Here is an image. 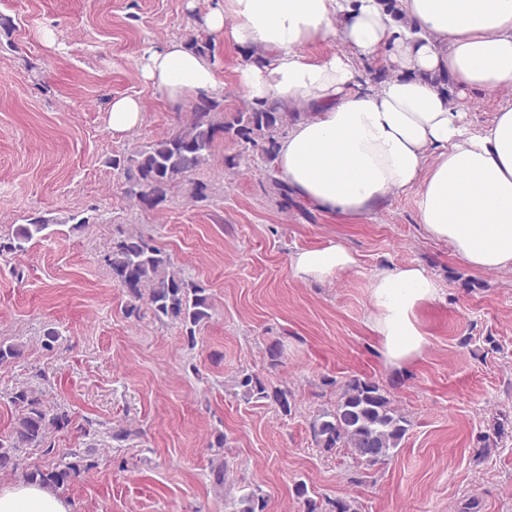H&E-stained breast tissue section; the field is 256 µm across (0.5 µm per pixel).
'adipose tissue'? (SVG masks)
<instances>
[{
  "label": "adipose tissue",
  "mask_w": 512,
  "mask_h": 512,
  "mask_svg": "<svg viewBox=\"0 0 512 512\" xmlns=\"http://www.w3.org/2000/svg\"><path fill=\"white\" fill-rule=\"evenodd\" d=\"M398 2L397 20L379 0H222L205 21L227 43L268 51L265 64L238 73L248 99L301 110L276 159L295 195L356 218L390 193L416 190L420 224L464 265L512 268V104L476 132L461 107L475 94L512 88V0ZM335 38L348 52L313 54ZM359 55L379 58L389 77L364 85ZM141 68L173 102L217 90L212 63L177 41L148 51ZM443 73L453 98L434 81ZM356 264L338 243L291 259L295 274L316 279ZM372 294L370 326L384 359L412 360L426 344L418 312L437 298L435 280L407 265L376 275ZM0 512L68 506L49 489L16 484L0 488Z\"/></svg>",
  "instance_id": "obj_1"
}]
</instances>
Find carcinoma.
<instances>
[{
  "mask_svg": "<svg viewBox=\"0 0 512 512\" xmlns=\"http://www.w3.org/2000/svg\"><path fill=\"white\" fill-rule=\"evenodd\" d=\"M186 109L190 117L179 122L174 132L112 159V168L124 179L125 197L142 208L156 207L185 180L189 181L192 200L206 199L207 184L191 176L208 164L220 133L273 163L279 139L300 116L276 103L250 100L240 109L226 112L223 102L212 95L196 97ZM46 229L45 220L30 218L28 223L16 226L10 243L0 244V252L25 251L27 244ZM106 262L128 297L127 316L139 319L145 312L161 324L178 322L186 330L189 345L195 344V327L211 317V297L207 289L184 275L152 237L136 230L120 231ZM23 353L24 345L0 341V366L15 362ZM237 386L244 395L265 400L284 415L291 413L294 396L288 387L267 385L252 374L243 375ZM6 398L18 409V415L9 433L0 436V471L16 469L19 453L25 448H38L45 456L54 453L52 433L70 424L64 407L49 406L33 388H18ZM410 427L411 420L395 405L391 391L365 377L344 381L336 390L334 404L317 410L309 422L316 448L326 454L344 449L367 470L394 458ZM134 434L120 425L106 431V437L117 448ZM85 468V458L73 452L70 459L63 458L51 468L37 466L25 477L58 491ZM295 491L303 499L305 512H358L353 500L318 501L304 482L297 483Z\"/></svg>",
  "mask_w": 512,
  "mask_h": 512,
  "instance_id": "1",
  "label": "carcinoma"
}]
</instances>
